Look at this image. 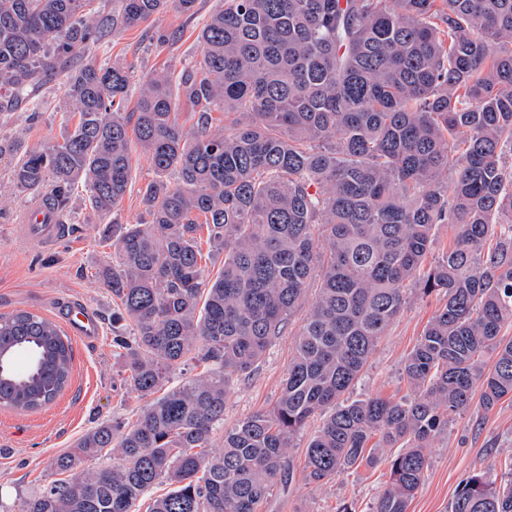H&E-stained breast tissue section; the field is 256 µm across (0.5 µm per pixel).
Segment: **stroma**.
<instances>
[{
	"mask_svg": "<svg viewBox=\"0 0 512 512\" xmlns=\"http://www.w3.org/2000/svg\"><path fill=\"white\" fill-rule=\"evenodd\" d=\"M217 0H198L194 14L170 7L149 22L115 33L94 49L100 64L131 67L134 81L152 73L178 74L182 65L199 60L198 34ZM177 32L171 46H159L154 34ZM61 80L47 84L39 98L37 116L16 112L0 119V138L32 147L61 140L73 127L66 114ZM15 155L0 158V315L26 310L48 316V304L56 298H77L97 312L101 336L90 346L74 345V380L56 401L39 412L20 414L0 409V505L17 512L21 499L53 480L51 461L72 448L96 423L108 418L133 420L143 401L126 389L123 368L112 353V295L99 281V269L110 262L112 248L100 243L99 218L90 209L84 188H76L70 205L68 236L60 244L42 248L20 232L24 212L33 195L17 192L11 182ZM154 177L146 153L135 150L131 185L118 207L121 224H137L145 217L141 192ZM442 295L421 292L410 296L385 336L379 340L352 398L406 394L401 368L428 321L440 307ZM292 332L277 337L259 369L235 379L224 406V424L265 408L276 399L292 357ZM308 424L294 438L288 454L294 478L288 488L274 486L262 512H371L378 495L390 481L387 464L350 469L327 483H308L303 478L305 448L314 434ZM429 467L412 497L408 512H449L464 478L484 473L496 481L512 476V398H503L492 410L472 405L448 425L426 451Z\"/></svg>",
	"mask_w": 512,
	"mask_h": 512,
	"instance_id": "obj_1",
	"label": "stroma"
}]
</instances>
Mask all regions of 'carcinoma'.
<instances>
[{
	"label": "carcinoma",
	"mask_w": 512,
	"mask_h": 512,
	"mask_svg": "<svg viewBox=\"0 0 512 512\" xmlns=\"http://www.w3.org/2000/svg\"><path fill=\"white\" fill-rule=\"evenodd\" d=\"M172 2L190 13L197 0H119L106 15L94 0H0V117L35 111L58 76L78 115L60 142H0V155L22 151L15 189L61 215L81 183L106 219L133 146L157 174L142 193L147 220L99 227L113 248L99 271L118 300L112 322L130 327L112 346L147 403L55 457L60 478L21 512H134L164 482L147 512H260L317 415L304 479L383 460L391 483L373 512H408L449 418L477 391L486 410L512 396V340L500 338L512 322V0H218L201 59L174 80L148 76L126 115L130 69L77 60ZM183 99L198 112L188 130ZM441 224L455 241L426 269ZM204 242L224 250L211 278ZM313 284L274 406L224 426L234 378L259 368ZM412 289L444 296L403 364L415 397L342 399ZM198 363L207 374L187 377ZM72 375L55 321L0 316V406L36 412ZM450 512H512V480L466 477Z\"/></svg>",
	"instance_id": "cac0c4a2"
}]
</instances>
